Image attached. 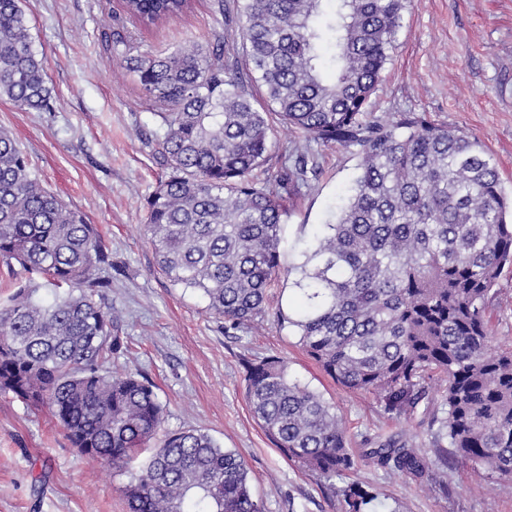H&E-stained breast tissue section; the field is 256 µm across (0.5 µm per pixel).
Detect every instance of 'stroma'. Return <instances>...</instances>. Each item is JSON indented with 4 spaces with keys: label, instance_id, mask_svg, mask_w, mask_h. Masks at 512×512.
I'll return each mask as SVG.
<instances>
[{
    "label": "stroma",
    "instance_id": "stroma-1",
    "mask_svg": "<svg viewBox=\"0 0 512 512\" xmlns=\"http://www.w3.org/2000/svg\"><path fill=\"white\" fill-rule=\"evenodd\" d=\"M218 0H189L184 12L153 25L126 16L123 0H23L35 50L44 61L52 111L0 99L8 130L42 185L95 225L112 252L108 303L123 341L113 364L140 371L165 412V427H195L237 450L265 512H345L341 490L357 482L398 502L400 512H512V482L479 477L470 465L432 466L421 482L360 464L327 481L290 464L253 418L245 395L246 361L287 360L293 378L335 403L349 446L362 455L379 431L402 432L432 447L430 416L395 419L367 395L334 382L279 329L273 313L248 329L226 327L205 297L162 275L143 233L146 200L166 170L157 158L160 129L125 53L155 55L217 40L232 44ZM125 42L114 45V34ZM411 113L479 138L512 188V0H413L397 48L371 99V117ZM316 156L285 226L283 261L295 263L311 229L334 222L357 173L354 151L325 146L278 127L266 164L277 175L286 147ZM490 329L512 344V267L497 284ZM127 478L83 454L47 407L0 393V512H129Z\"/></svg>",
    "mask_w": 512,
    "mask_h": 512
}]
</instances>
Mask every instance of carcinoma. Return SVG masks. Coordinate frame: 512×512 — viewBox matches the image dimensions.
<instances>
[{"label":"carcinoma","mask_w":512,"mask_h":512,"mask_svg":"<svg viewBox=\"0 0 512 512\" xmlns=\"http://www.w3.org/2000/svg\"><path fill=\"white\" fill-rule=\"evenodd\" d=\"M410 0H234L225 22L240 50L197 46L126 57L161 130L167 170L146 202L159 271L197 290L233 328L267 314L287 278L296 303L275 312L342 387L388 413L418 409L447 446L379 433L362 460L413 482L434 460L512 480V349L495 346L488 311L512 264V192L478 138L423 117L368 118ZM154 24L188 0H124ZM52 111L22 0H0V98ZM360 161L347 203L299 261L281 263L291 203L315 172L292 164L261 179L274 123ZM0 264L23 277L0 305V392L46 406L84 454L127 476L130 512H263L243 458L196 428H164L142 375L109 370L121 349L105 305L112 251L43 188L0 129ZM50 298L38 296L40 289ZM254 419L289 461L331 480L354 469L336 408L276 356L246 363ZM440 392V400L431 398ZM150 455L136 463L140 452ZM346 512L382 504L359 484Z\"/></svg>","instance_id":"carcinoma-1"}]
</instances>
